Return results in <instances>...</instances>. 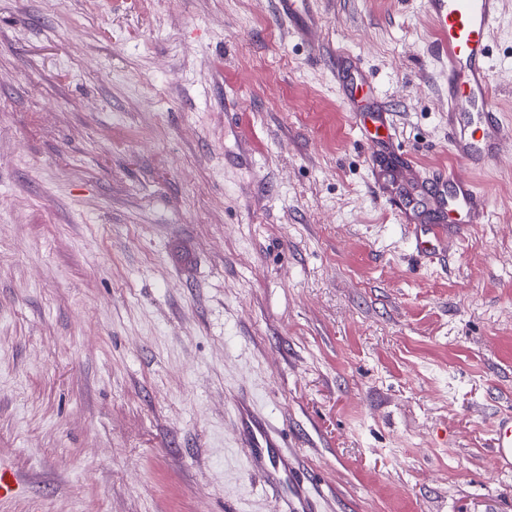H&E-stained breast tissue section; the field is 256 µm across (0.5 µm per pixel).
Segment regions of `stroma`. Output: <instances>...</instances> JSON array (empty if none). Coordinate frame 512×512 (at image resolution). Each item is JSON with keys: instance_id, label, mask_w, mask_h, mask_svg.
Instances as JSON below:
<instances>
[{"instance_id": "stroma-1", "label": "stroma", "mask_w": 512, "mask_h": 512, "mask_svg": "<svg viewBox=\"0 0 512 512\" xmlns=\"http://www.w3.org/2000/svg\"><path fill=\"white\" fill-rule=\"evenodd\" d=\"M432 41L424 0H321L307 39L278 0H0V512H279L242 392L322 512H512V0L488 219L422 259ZM495 461L502 469L512 468V414L500 417L495 426ZM25 484L23 474L8 462L0 459V502L11 500Z\"/></svg>"}]
</instances>
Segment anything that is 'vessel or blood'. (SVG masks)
<instances>
[{"instance_id":"vessel-or-blood-1","label":"vessel or blood","mask_w":512,"mask_h":512,"mask_svg":"<svg viewBox=\"0 0 512 512\" xmlns=\"http://www.w3.org/2000/svg\"><path fill=\"white\" fill-rule=\"evenodd\" d=\"M319 0H280V10L300 37L316 23ZM433 24L434 50L448 70V143L454 159L448 168V210L466 223H485L490 194L471 174L492 168L498 158L503 118L492 103L489 59L491 38L500 19V0H426ZM240 441L248 468L276 493L280 512H320L283 437L245 399H238ZM497 465L512 468V414L495 426ZM25 483L23 474L0 459V502L11 500Z\"/></svg>"}]
</instances>
